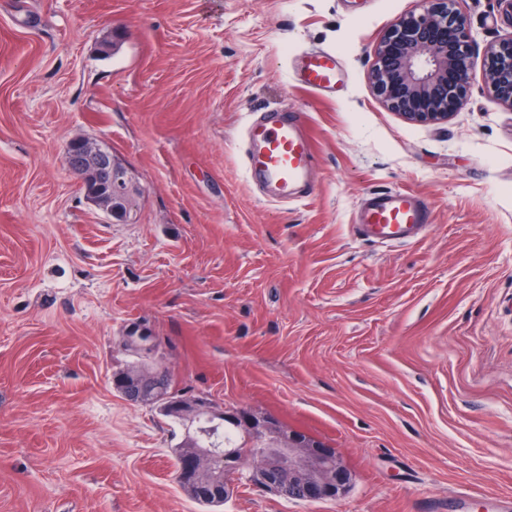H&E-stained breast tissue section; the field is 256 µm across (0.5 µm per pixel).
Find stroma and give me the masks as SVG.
<instances>
[{"mask_svg": "<svg viewBox=\"0 0 512 512\" xmlns=\"http://www.w3.org/2000/svg\"><path fill=\"white\" fill-rule=\"evenodd\" d=\"M417 6L0 0V512H210L176 480L183 428L112 388L145 359L352 475L334 501L247 484L218 512H484L512 494V110L481 53L448 122L379 100L376 45ZM461 7L478 45L512 35L499 0ZM313 49L335 50L336 89L301 86ZM273 111L304 113L316 148L285 202L241 163L247 120ZM77 134L129 168L132 221L84 200ZM383 189L427 204L424 233L356 231ZM458 491L478 498L456 508Z\"/></svg>", "mask_w": 512, "mask_h": 512, "instance_id": "obj_1", "label": "stroma"}]
</instances>
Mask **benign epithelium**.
I'll return each mask as SVG.
<instances>
[{"instance_id": "7a95c632", "label": "benign epithelium", "mask_w": 512, "mask_h": 512, "mask_svg": "<svg viewBox=\"0 0 512 512\" xmlns=\"http://www.w3.org/2000/svg\"><path fill=\"white\" fill-rule=\"evenodd\" d=\"M419 10L398 17L375 51L371 70L375 94L388 108L413 124L448 121L466 104L476 40L460 10L461 0H423ZM486 84L494 103L512 110V36L487 47ZM71 168L80 176L87 202L113 222L127 220L122 205L131 192L126 169L112 153L85 136L72 137L66 146ZM167 371L146 361L115 375L112 386L127 401L156 404L162 412L187 426L198 420L223 419L248 432L258 448L236 468L247 467L251 484L284 498L322 502L341 496L350 473L336 450L312 436L284 432L269 417L243 408L216 411L203 398H185L168 389ZM176 479L193 498L220 500L235 493L227 472L214 470L213 454L187 440L179 458Z\"/></svg>"}]
</instances>
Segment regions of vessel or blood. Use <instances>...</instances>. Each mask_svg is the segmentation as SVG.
Wrapping results in <instances>:
<instances>
[{"label":"vessel or blood","instance_id":"obj_1","mask_svg":"<svg viewBox=\"0 0 512 512\" xmlns=\"http://www.w3.org/2000/svg\"><path fill=\"white\" fill-rule=\"evenodd\" d=\"M300 74L301 84L315 92L335 86L342 77L332 51L305 52ZM246 138L251 148L244 155L243 167L249 181L274 187L283 198L306 182L316 154L301 113H272L262 120L249 121ZM429 221L427 207L415 194L390 189L366 198L356 226L374 241L402 243Z\"/></svg>","mask_w":512,"mask_h":512}]
</instances>
